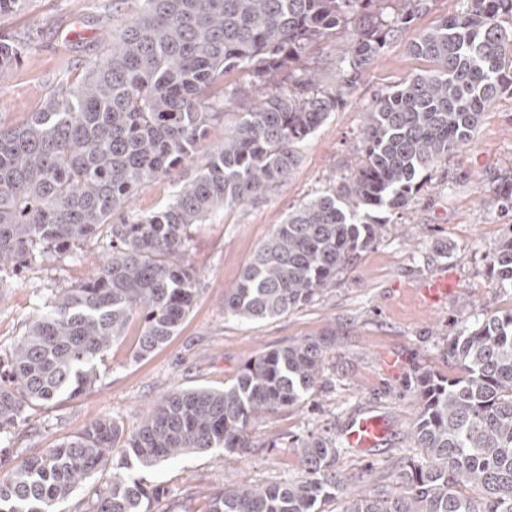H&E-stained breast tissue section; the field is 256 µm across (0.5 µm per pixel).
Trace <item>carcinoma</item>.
Masks as SVG:
<instances>
[{
	"instance_id": "1",
	"label": "carcinoma",
	"mask_w": 512,
	"mask_h": 512,
	"mask_svg": "<svg viewBox=\"0 0 512 512\" xmlns=\"http://www.w3.org/2000/svg\"><path fill=\"white\" fill-rule=\"evenodd\" d=\"M112 35L106 56L74 86L51 95L24 124L0 128V274L101 237L108 255L86 281L53 288L0 358V435L27 413L72 399L141 320L137 355L176 334L199 293L187 259L188 228L224 206H246L284 183L308 137L344 101L364 69L429 0H142ZM352 30L336 86L292 65L311 42ZM413 53L434 63L366 113L361 158L343 181L274 227L236 285L224 314L273 319L336 283L348 260L387 231L376 209L408 206L423 173L473 138L481 112L512 93V0H461V10L422 33ZM19 47L0 38V70ZM288 70V91L276 77ZM246 71L261 101L224 141L204 144L216 116L206 100L224 74ZM170 200L134 213L136 193L187 166ZM489 277L512 288V235L486 255ZM335 340L325 334L266 351L222 389L160 397L138 431L120 439L105 420L0 473V512H57L97 471L112 470L87 512H153L160 492L134 469L222 448H276L256 435L320 382ZM452 372L416 377L411 435L427 461H410L380 493L336 471L343 443L295 438L297 478L226 484L208 512H512V308L482 315L447 348Z\"/></svg>"
}]
</instances>
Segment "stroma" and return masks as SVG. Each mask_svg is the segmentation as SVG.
<instances>
[{
    "mask_svg": "<svg viewBox=\"0 0 512 512\" xmlns=\"http://www.w3.org/2000/svg\"><path fill=\"white\" fill-rule=\"evenodd\" d=\"M141 4L24 0L22 8L1 12L0 37L19 44L20 53L0 73V126L25 122L50 94L78 82L103 55L105 35L123 28ZM459 8L460 0H430L429 9L391 39L344 104L306 140L287 182L254 205L220 208L192 225L187 258L204 279L177 334L140 358L135 347L141 323L132 321L99 366L91 389L39 411L13 431L0 452V472L13 465L17 454L38 453L101 418L132 432L160 395L197 386L223 388L259 354L331 332L335 344L321 381L302 406L281 410L258 428L264 447L244 454L213 448L144 471L147 484L163 493L155 512H206L213 490L227 482L290 481L298 473V459L289 439L343 436L349 421L368 411L386 419L387 441L369 450H345L336 469L363 477L375 491H392L393 471L423 456L410 433L416 375L447 371L449 340L478 313L512 306V290L497 287L484 267L486 252L512 233V211L493 204L498 193L512 189V95L490 104L471 142L423 177L405 209L378 210V219L388 223L385 235L361 251L313 302L273 319L242 322L225 316L224 293L289 211L355 165L364 116L379 95L432 67L411 52L410 43ZM350 40V34L339 32L312 42L297 64L299 73L317 74L323 87L334 88L336 61ZM220 86L226 97L207 128L211 143L223 141L241 112L258 101L246 72L225 73ZM103 252L101 240L92 239L0 279V356L22 335L48 290L86 280ZM443 273L454 285L452 292L441 303H425L422 285Z\"/></svg>",
    "mask_w": 512,
    "mask_h": 512,
    "instance_id": "1",
    "label": "stroma"
}]
</instances>
